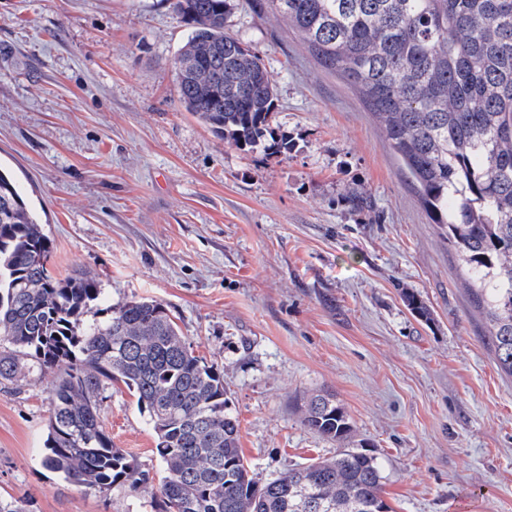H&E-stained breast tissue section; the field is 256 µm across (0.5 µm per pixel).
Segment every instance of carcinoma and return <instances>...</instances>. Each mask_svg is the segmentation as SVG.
I'll use <instances>...</instances> for the list:
<instances>
[{
    "mask_svg": "<svg viewBox=\"0 0 512 512\" xmlns=\"http://www.w3.org/2000/svg\"><path fill=\"white\" fill-rule=\"evenodd\" d=\"M192 32L176 60L185 110L239 147L287 151L273 137L275 83L226 32L236 0H167ZM309 52L359 92L446 229L483 310L499 368L512 377V0H265ZM52 243L0 172V381L55 371L41 464L87 490L115 484L152 512H393L376 458L348 448L258 484L244 462L224 373L195 354L166 306L112 304L93 276L59 277ZM121 384L148 415L162 476L114 447L102 391ZM301 421L344 443L354 426L325 392Z\"/></svg>",
    "mask_w": 512,
    "mask_h": 512,
    "instance_id": "cac0c4a2",
    "label": "carcinoma"
}]
</instances>
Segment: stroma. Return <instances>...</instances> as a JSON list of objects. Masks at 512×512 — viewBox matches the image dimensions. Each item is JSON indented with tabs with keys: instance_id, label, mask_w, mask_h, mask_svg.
<instances>
[{
	"instance_id": "stroma-1",
	"label": "stroma",
	"mask_w": 512,
	"mask_h": 512,
	"mask_svg": "<svg viewBox=\"0 0 512 512\" xmlns=\"http://www.w3.org/2000/svg\"><path fill=\"white\" fill-rule=\"evenodd\" d=\"M262 6L238 0L227 30L273 75L281 153L225 142L183 109L190 29L165 0H0V170L50 238L54 274L87 272L115 303L162 301L223 370L258 482L335 455L299 411L328 392L395 512H512V377L463 268L360 95ZM52 381L0 383V496L26 512H151L125 487L42 467ZM100 419L159 477L124 386L103 392Z\"/></svg>"
}]
</instances>
